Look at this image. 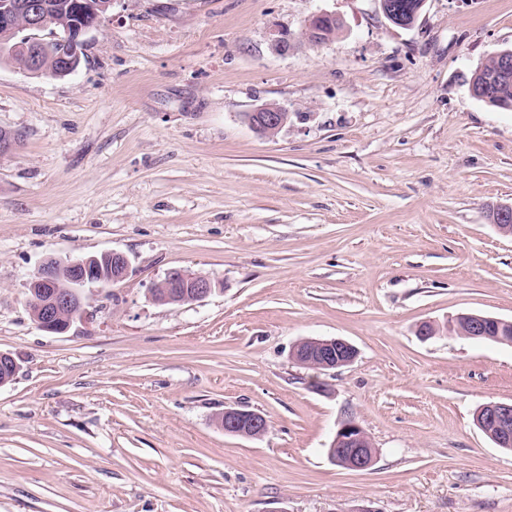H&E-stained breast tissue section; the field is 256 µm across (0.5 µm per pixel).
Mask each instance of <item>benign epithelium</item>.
Segmentation results:
<instances>
[{
    "mask_svg": "<svg viewBox=\"0 0 512 512\" xmlns=\"http://www.w3.org/2000/svg\"><path fill=\"white\" fill-rule=\"evenodd\" d=\"M380 4L384 15L397 27L414 25L420 15L418 11L402 10L397 3L380 0ZM111 9L112 0H78L76 20L64 26V35L52 34L53 41L50 42L21 35L25 30L47 29L46 19L53 13L47 0H0V36H4L0 41V57L21 52L27 60L26 71L38 74L43 55L51 52L52 43H61L67 46V52L60 56L54 75H69L81 63L85 51L84 35L106 19ZM327 16L329 13L320 12L307 19L305 35L308 40H324L325 33L319 28V21ZM287 114L288 109L279 104L263 103L251 112L249 125L259 135L273 138L286 125ZM129 271L127 256L118 251L76 260H44L27 283L28 292L38 304L37 325L49 333L68 332L76 322L87 318L85 289L121 282L128 277ZM213 286L207 275H190L183 268H172L161 281L153 284L150 294L157 303L193 305L208 298ZM493 325L505 330L512 327V321L474 314L464 337L482 339ZM290 357L316 371L327 372L351 364L357 357V350L340 338H302L293 345ZM17 372L14 358L8 353H0V387L11 383ZM476 424L493 437L496 445L512 446L511 402L482 405L476 412ZM222 426L226 435L260 438L268 431L269 422L261 413L228 407L222 413ZM329 456L349 469L364 470L374 463L376 449L364 428L349 418L336 430Z\"/></svg>",
    "mask_w": 512,
    "mask_h": 512,
    "instance_id": "7a95c632",
    "label": "benign epithelium"
}]
</instances>
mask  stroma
I'll use <instances>...</instances> for the list:
<instances>
[{"label":"stroma","instance_id":"35a3bbf8","mask_svg":"<svg viewBox=\"0 0 512 512\" xmlns=\"http://www.w3.org/2000/svg\"><path fill=\"white\" fill-rule=\"evenodd\" d=\"M335 14L329 40L306 20ZM287 38V49L277 42ZM79 68L0 63V512H512V450L476 425L512 401V344L420 323L512 320V110L473 73L512 48V0H426L413 28L379 0H114ZM287 108L272 139L245 119ZM126 254L50 334L26 283L48 257ZM216 282L192 306L151 286ZM340 337L350 365L295 363ZM265 415L259 439L216 418ZM355 418L365 470L327 449ZM325 17H336L333 14L327 12H320L309 17L305 23V35L309 41L312 42H320L324 41V36L326 33V38L336 33L341 28V24L338 19L334 21L332 24L325 28V33L319 28V21ZM213 286L212 279L207 275H190L183 268H172L161 281L153 284L150 294L157 303L176 302L180 305H193L208 298L213 292ZM159 290L161 292L157 293ZM290 357L319 372H327L351 364L357 350L340 338H302L292 347Z\"/></svg>","mask_w":512,"mask_h":512}]
</instances>
